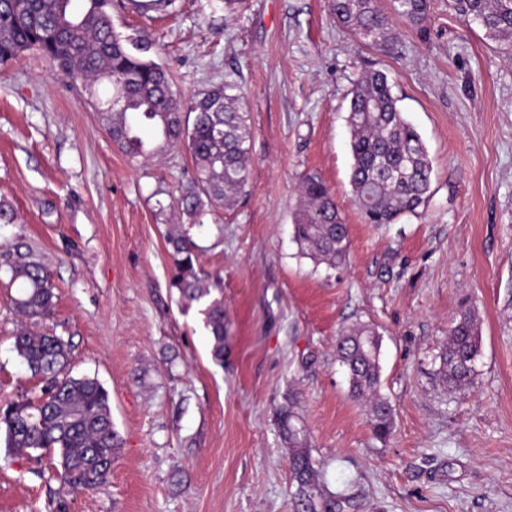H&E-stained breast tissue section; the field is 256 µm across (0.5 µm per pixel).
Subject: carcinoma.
<instances>
[{
  "instance_id": "cac0c4a2",
  "label": "carcinoma",
  "mask_w": 512,
  "mask_h": 512,
  "mask_svg": "<svg viewBox=\"0 0 512 512\" xmlns=\"http://www.w3.org/2000/svg\"><path fill=\"white\" fill-rule=\"evenodd\" d=\"M73 0H0V64L29 52L50 59L62 76L81 83L117 147L132 159L146 160L186 147L194 176L173 199L187 224L166 235L172 258L171 287L184 309L200 308L212 342V356L224 361L222 289L198 264L201 247L193 231L205 228L203 217L234 205L249 178L247 158L252 129L241 111L240 86L226 81L191 102L181 112L172 80L150 55L152 42L117 32L109 12L111 0H88L74 11ZM449 9L466 23L478 19L500 50L512 52V0H448ZM336 21L367 46L384 48L392 40V17L419 31L428 21L429 0H330ZM112 97L97 96L103 83ZM347 125L352 157L350 185L365 221L392 224L424 206L431 196L433 167L420 135L404 117L382 71L365 73L351 91ZM300 204L293 214V239L315 264L336 268L346 258L348 226L336 200L317 175L303 178ZM17 286L15 308L36 318L54 307L50 272L33 261L9 264ZM448 348L439 355L440 373L453 391L468 383L480 354V336L471 314L463 313L448 331ZM382 339L368 325L344 330L336 356L345 366L353 396L369 401L374 435L391 434V406L380 395ZM15 350L27 369L44 383L41 394L0 407L6 447L15 452L53 450L56 478L68 493L89 492L107 482L120 447L112 422L109 394L88 375L65 373L69 349L58 336L20 330ZM288 464L296 482L300 512H344L343 502L323 492L317 468L299 431L288 426Z\"/></svg>"
}]
</instances>
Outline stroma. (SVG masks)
<instances>
[{
  "instance_id": "35a3bbf8",
  "label": "stroma",
  "mask_w": 512,
  "mask_h": 512,
  "mask_svg": "<svg viewBox=\"0 0 512 512\" xmlns=\"http://www.w3.org/2000/svg\"><path fill=\"white\" fill-rule=\"evenodd\" d=\"M126 37H148L182 99L233 79L245 93L249 181L198 235L224 290V361L171 288V195L194 172L180 149L149 162L112 141L81 83L38 53L0 65V404L39 395L14 336L6 285L23 256L45 266L55 307L38 331L71 345L73 373L109 393L120 447L107 483L65 493L42 450L0 441V512H297L280 413L291 409L327 492L347 512H512V56L431 0L426 32L395 21L393 50L359 43L329 0H111ZM382 70L433 163L431 197L393 224L366 223L349 183L348 93ZM309 174L349 229L332 269L293 240ZM471 312L470 384L449 392L435 358ZM382 337L377 438L349 393L336 339Z\"/></svg>"
}]
</instances>
